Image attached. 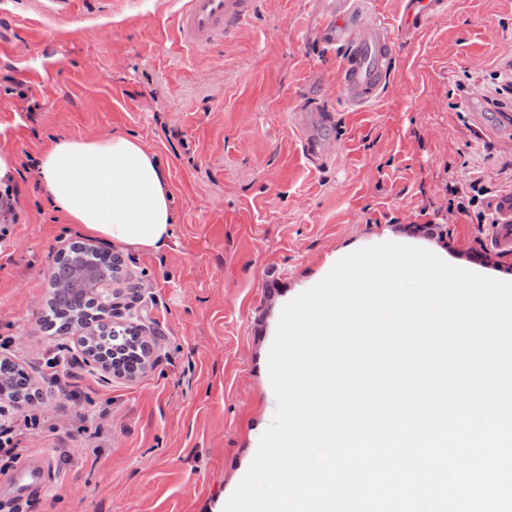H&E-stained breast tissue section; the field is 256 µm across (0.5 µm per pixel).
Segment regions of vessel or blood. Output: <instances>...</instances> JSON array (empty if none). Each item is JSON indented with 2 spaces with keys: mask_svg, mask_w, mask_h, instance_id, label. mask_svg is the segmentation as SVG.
I'll return each instance as SVG.
<instances>
[{
  "mask_svg": "<svg viewBox=\"0 0 512 512\" xmlns=\"http://www.w3.org/2000/svg\"><path fill=\"white\" fill-rule=\"evenodd\" d=\"M399 20L401 33L413 37L447 6V0H402ZM335 18L318 28L319 38L344 42L350 52L336 72V88L352 108L363 109L373 101L382 86L393 55L394 42L389 27L374 20L364 25L348 21L350 0H340ZM258 0H182L178 13L174 45L202 53L218 41L233 35L255 12ZM497 222L488 240L494 251L512 252V193L495 203ZM48 465L44 460L21 466L10 480L17 493H25L34 483L43 481Z\"/></svg>",
  "mask_w": 512,
  "mask_h": 512,
  "instance_id": "vessel-or-blood-1",
  "label": "vessel or blood"
}]
</instances>
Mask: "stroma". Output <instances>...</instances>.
I'll use <instances>...</instances> for the list:
<instances>
[{"instance_id":"35a3bbf8","label":"stroma","mask_w":512,"mask_h":512,"mask_svg":"<svg viewBox=\"0 0 512 512\" xmlns=\"http://www.w3.org/2000/svg\"><path fill=\"white\" fill-rule=\"evenodd\" d=\"M0 0V187L17 188L0 232V357L41 392L68 349L77 400H38L48 430L22 438L50 457L32 512H223L270 425L268 345L287 292L327 256L391 233L420 234L470 262L490 227L450 215L448 181L512 190V97L491 76L512 58V0H448L411 40L396 39L380 97L348 108L336 90L344 45L319 40L330 0H259L230 42L205 54L173 45L175 0ZM44 74L30 113L6 95L22 67ZM470 90L450 100L449 89ZM325 130L334 155L302 154L300 128ZM139 138L169 174L176 222L163 252L101 239L123 258L101 321L142 325L153 351L121 377L87 361L75 333L46 329L57 258L83 233L49 205L27 156L57 138ZM94 417L97 436L82 433Z\"/></svg>"}]
</instances>
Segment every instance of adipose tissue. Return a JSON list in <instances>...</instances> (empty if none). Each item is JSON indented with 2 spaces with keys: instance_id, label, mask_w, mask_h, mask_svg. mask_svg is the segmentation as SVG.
<instances>
[{
  "instance_id": "obj_1",
  "label": "adipose tissue",
  "mask_w": 512,
  "mask_h": 512,
  "mask_svg": "<svg viewBox=\"0 0 512 512\" xmlns=\"http://www.w3.org/2000/svg\"><path fill=\"white\" fill-rule=\"evenodd\" d=\"M49 201L87 234L161 251L175 222L173 195L158 157L136 138H60L36 159Z\"/></svg>"
}]
</instances>
